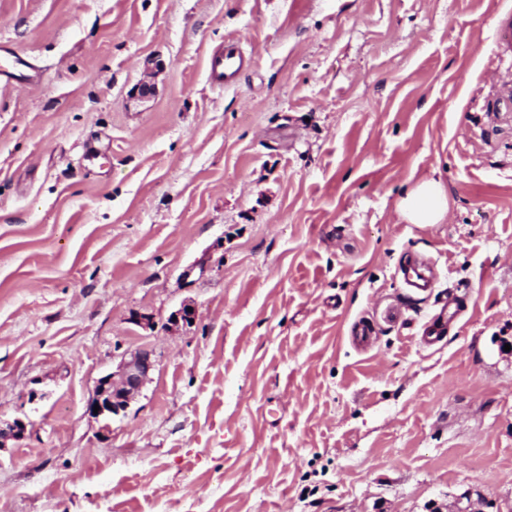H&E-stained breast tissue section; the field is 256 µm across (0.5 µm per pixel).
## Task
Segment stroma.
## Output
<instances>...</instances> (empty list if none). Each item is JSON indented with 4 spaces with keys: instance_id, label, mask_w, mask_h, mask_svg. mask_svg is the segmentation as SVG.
<instances>
[{
    "instance_id": "stroma-1",
    "label": "stroma",
    "mask_w": 512,
    "mask_h": 512,
    "mask_svg": "<svg viewBox=\"0 0 512 512\" xmlns=\"http://www.w3.org/2000/svg\"><path fill=\"white\" fill-rule=\"evenodd\" d=\"M510 9L0 0L39 73L0 87V421L27 424L0 512H512V117L487 110ZM229 39L252 63L220 90ZM432 174L445 222L403 221ZM142 347L126 412L90 414ZM402 272L407 288H415L421 291L433 288L434 281L430 270L417 259L409 258ZM451 302L444 305L439 314L435 315L430 321L424 324L421 340L433 347L441 343L448 331V323L453 322L458 316V310L450 309Z\"/></svg>"
}]
</instances>
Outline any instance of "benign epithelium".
<instances>
[{
    "label": "benign epithelium",
    "instance_id": "obj_1",
    "mask_svg": "<svg viewBox=\"0 0 512 512\" xmlns=\"http://www.w3.org/2000/svg\"><path fill=\"white\" fill-rule=\"evenodd\" d=\"M154 367L155 363L149 350L140 349L130 354L119 366L116 376H105L99 380L89 411H94V406L97 405V416L105 419L125 411L134 394L139 392L148 380ZM25 429L26 425L20 419L0 425V446L21 437Z\"/></svg>",
    "mask_w": 512,
    "mask_h": 512
}]
</instances>
